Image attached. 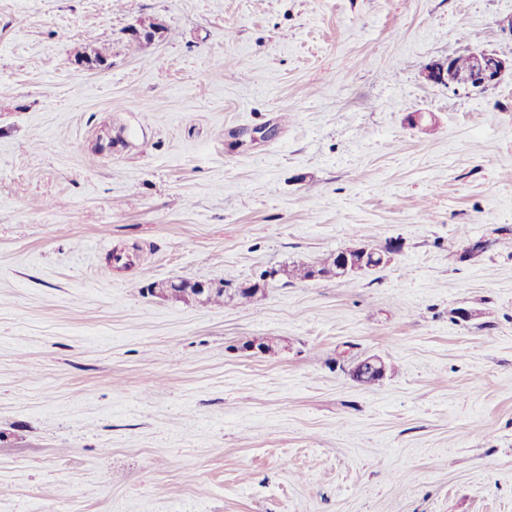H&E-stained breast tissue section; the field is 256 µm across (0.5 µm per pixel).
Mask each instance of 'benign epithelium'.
<instances>
[{"label":"benign epithelium","mask_w":512,"mask_h":512,"mask_svg":"<svg viewBox=\"0 0 512 512\" xmlns=\"http://www.w3.org/2000/svg\"><path fill=\"white\" fill-rule=\"evenodd\" d=\"M135 38H149L156 41L165 32L164 25L156 21H140L131 28ZM470 65L461 71L454 65V57L432 60L422 70L423 80L430 84H443L455 91L484 92L499 85L505 78H512V57H503L495 52L484 49L469 51ZM396 253L394 248L375 249L366 244L348 246L340 250L337 269L328 276L338 280L351 279L363 274L375 266H385L393 261ZM368 366L377 378L385 377L388 367L386 361L377 356H368L352 366L349 370L354 379L360 377L358 367Z\"/></svg>","instance_id":"7a95c632"}]
</instances>
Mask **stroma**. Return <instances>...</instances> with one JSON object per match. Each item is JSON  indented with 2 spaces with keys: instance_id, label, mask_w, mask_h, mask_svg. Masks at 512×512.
I'll return each mask as SVG.
<instances>
[{
  "instance_id": "35a3bbf8",
  "label": "stroma",
  "mask_w": 512,
  "mask_h": 512,
  "mask_svg": "<svg viewBox=\"0 0 512 512\" xmlns=\"http://www.w3.org/2000/svg\"><path fill=\"white\" fill-rule=\"evenodd\" d=\"M511 17L0 0V512H512V80L421 77L467 45L512 55ZM95 47L107 66L78 70ZM361 241L399 250L350 280L278 273ZM271 269L256 303L141 292ZM372 354L392 370L368 388L349 365Z\"/></svg>"
}]
</instances>
